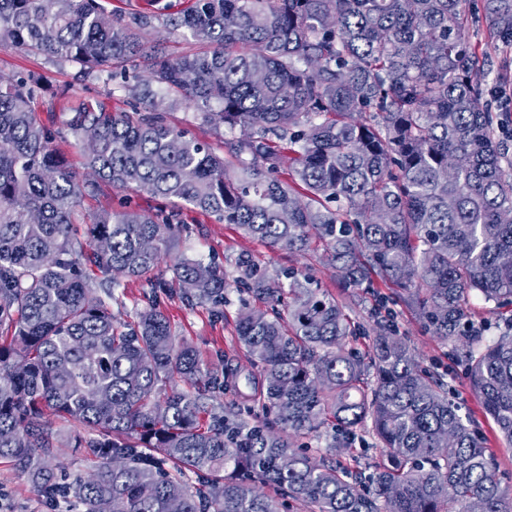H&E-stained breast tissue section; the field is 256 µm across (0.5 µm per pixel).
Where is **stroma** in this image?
Segmentation results:
<instances>
[{
	"mask_svg": "<svg viewBox=\"0 0 512 512\" xmlns=\"http://www.w3.org/2000/svg\"><path fill=\"white\" fill-rule=\"evenodd\" d=\"M463 7L469 23L465 34L484 64L486 77L480 85L484 100H493L496 89L512 88V45L491 35L485 24V0H464ZM36 73L42 79V90L35 101L40 119L57 134L56 144L77 174H84L83 153L69 129V121L76 109L105 104L115 112H134L138 102L124 88L123 80L108 81L86 76L75 63H57L31 55L10 46L0 47V75L13 77ZM157 109L173 124L187 127L201 140L208 142L216 152H223L224 128H217L197 120L193 109L171 96L156 95ZM130 202L142 210H172L170 204L143 192L131 189L116 190L103 186L95 198L81 199L78 209L83 213H109L121 202ZM179 231L172 242L169 256L152 270L155 279L172 277L173 258L216 260L223 264L227 274H234L239 255L253 257L260 265L276 273L297 268L308 273L328 294L335 296L346 313L359 324L361 335L354 343L362 349L374 333L375 323L371 304L363 295L339 284L338 275L324 260L321 252L298 257L285 250H273L262 242L247 237L231 224H219L189 209L176 211ZM222 318L211 315L210 305L188 308L176 298L165 299L162 307L177 336L193 346L209 367L213 377L223 378L225 364L237 366L241 374H257L258 369L238 346L235 324L242 306L243 295L236 287L227 288ZM391 318L399 336L405 338L422 365L447 370L448 392L462 415L470 417L484 437L489 452L494 456L503 479L512 478V446L496 436L492 419L472 392L465 369L448 358V346L425 328L416 313L407 305H391ZM0 512H64L63 508H48L46 501L18 474L15 468L0 463Z\"/></svg>",
	"mask_w": 512,
	"mask_h": 512,
	"instance_id": "obj_1",
	"label": "stroma"
}]
</instances>
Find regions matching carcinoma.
Returning <instances> with one entry per match:
<instances>
[{
    "label": "carcinoma",
    "instance_id": "carcinoma-1",
    "mask_svg": "<svg viewBox=\"0 0 512 512\" xmlns=\"http://www.w3.org/2000/svg\"><path fill=\"white\" fill-rule=\"evenodd\" d=\"M463 2L192 0L165 26L196 50L173 55L146 38L166 5L126 20L100 0H0L1 46L108 80L138 67L131 96L154 108L156 84L202 123L243 132L224 140L241 165L233 176L158 112L82 107L69 122L91 176L80 181L37 118L39 78H0V461L83 512H168L173 498L180 512H281L265 485L314 512H470L475 498L483 512H512V487L481 434L384 323L378 289L395 290L450 345L512 445V321L488 341L466 308L473 292L512 306V221H502L512 162L463 38ZM485 23L512 40V0H487ZM102 182L233 224L273 250L320 244L344 287L373 298L368 350L347 347L355 325L310 276L271 275L243 255L238 342L262 369L263 409L280 430L208 412L214 377L172 330L160 295L210 303L222 318L224 268L179 258L171 279L146 282L132 322L115 320L105 298L158 265L176 224L126 207L84 216L90 237L74 238L77 199ZM88 266L112 274L97 285L106 297ZM177 378L191 389L167 391ZM49 410L95 433L80 444L94 460L89 476L66 478ZM325 424L339 445L369 429L391 462L349 470L294 448ZM229 467L246 475L226 477ZM181 471L205 477L204 488Z\"/></svg>",
    "mask_w": 512,
    "mask_h": 512
}]
</instances>
